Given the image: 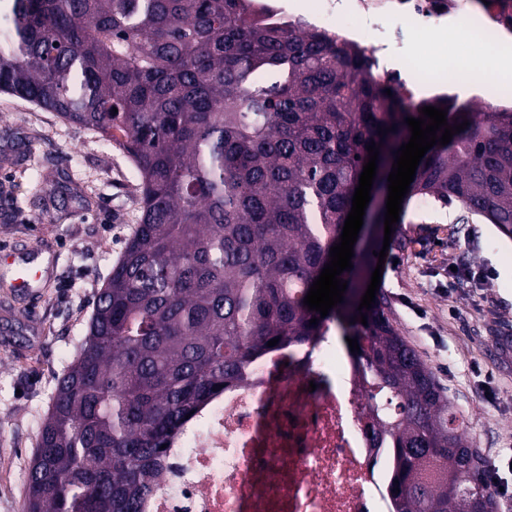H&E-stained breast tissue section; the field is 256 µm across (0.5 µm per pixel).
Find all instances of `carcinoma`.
Listing matches in <instances>:
<instances>
[{"instance_id": "cac0c4a2", "label": "carcinoma", "mask_w": 512, "mask_h": 512, "mask_svg": "<svg viewBox=\"0 0 512 512\" xmlns=\"http://www.w3.org/2000/svg\"><path fill=\"white\" fill-rule=\"evenodd\" d=\"M387 88L363 49L251 19L245 0H0V93L119 146L140 188L139 224L39 427L24 512H141L186 415L246 382L268 341L301 345L331 321L360 347L390 512H498L487 460L386 297L358 310L372 247L327 316L304 305L366 146L390 173L424 106L469 125L422 157L402 207L427 198L512 233V110L409 104Z\"/></svg>"}]
</instances>
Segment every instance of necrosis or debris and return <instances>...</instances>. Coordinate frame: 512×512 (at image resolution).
<instances>
[{
    "instance_id": "necrosis-or-debris-1",
    "label": "necrosis or debris",
    "mask_w": 512,
    "mask_h": 512,
    "mask_svg": "<svg viewBox=\"0 0 512 512\" xmlns=\"http://www.w3.org/2000/svg\"><path fill=\"white\" fill-rule=\"evenodd\" d=\"M261 2L271 24L333 30L364 49L408 103L459 96L441 76H414L412 31L470 17L478 40L512 46V0H320L306 14ZM361 403L353 360L330 337L263 355L173 435L142 512H386L389 459L366 437Z\"/></svg>"
}]
</instances>
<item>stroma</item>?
<instances>
[{"label": "stroma", "mask_w": 512, "mask_h": 512, "mask_svg": "<svg viewBox=\"0 0 512 512\" xmlns=\"http://www.w3.org/2000/svg\"><path fill=\"white\" fill-rule=\"evenodd\" d=\"M412 52L446 68L511 60L416 33ZM40 178H32L31 168ZM126 153L56 113L0 94V251L43 259L32 293L15 294L0 264V512H23L26 476L59 377L76 357L100 289L139 217ZM453 207H409L394 226L380 292L402 336L421 355L488 461L512 446V235ZM468 263L488 283L458 278Z\"/></svg>", "instance_id": "35a3bbf8"}]
</instances>
